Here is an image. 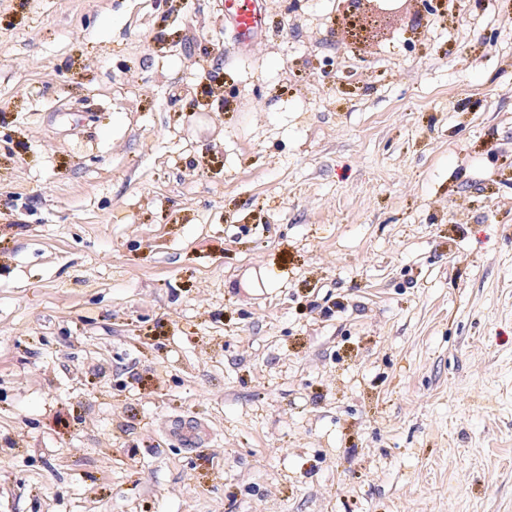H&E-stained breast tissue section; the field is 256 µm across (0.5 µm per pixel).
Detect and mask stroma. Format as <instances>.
<instances>
[{"instance_id": "stroma-1", "label": "stroma", "mask_w": 512, "mask_h": 512, "mask_svg": "<svg viewBox=\"0 0 512 512\" xmlns=\"http://www.w3.org/2000/svg\"><path fill=\"white\" fill-rule=\"evenodd\" d=\"M0 0V512H512V0ZM224 24L231 31L240 51H250L267 28V13L262 0H225ZM385 0H344L342 1L345 9L349 13H354L356 9H359V13L361 14V17L366 18H373L375 19L376 23L375 27L379 26V23L381 21V15L387 11L386 8L383 7L385 4ZM344 18L348 21L349 25L351 27H355L358 24L361 26L362 18H359L357 16H350L349 14L343 13ZM374 27V28H375Z\"/></svg>"}]
</instances>
